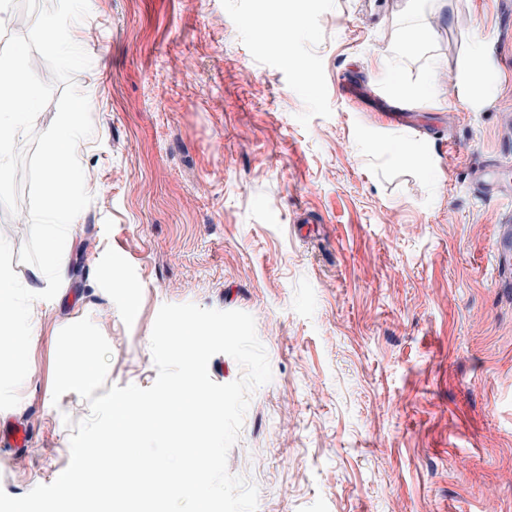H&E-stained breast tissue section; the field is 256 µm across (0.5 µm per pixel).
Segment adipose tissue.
Instances as JSON below:
<instances>
[{
    "instance_id": "1",
    "label": "adipose tissue",
    "mask_w": 512,
    "mask_h": 512,
    "mask_svg": "<svg viewBox=\"0 0 512 512\" xmlns=\"http://www.w3.org/2000/svg\"><path fill=\"white\" fill-rule=\"evenodd\" d=\"M87 98L76 97L68 112L62 113L47 144L44 159V194L47 201L40 218L41 225L50 226L46 241L49 265L38 275L42 288L66 284L68 281V251L73 244L69 229L79 223L81 199L74 194L76 183H90L92 177L78 162L86 142L81 116L87 111ZM32 302L20 301L12 269L0 261V325H6L11 345H18L33 335Z\"/></svg>"
}]
</instances>
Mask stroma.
I'll list each match as a JSON object with an SVG mask.
<instances>
[{"instance_id":"obj_1","label":"stroma","mask_w":512,"mask_h":512,"mask_svg":"<svg viewBox=\"0 0 512 512\" xmlns=\"http://www.w3.org/2000/svg\"><path fill=\"white\" fill-rule=\"evenodd\" d=\"M73 25L91 106L69 281L0 373V490L70 460L73 392L53 400L60 330L90 318L107 385L150 387L163 304L250 313L271 381L254 390L231 474L257 512H512V202L471 172L512 151V19L500 0H89ZM287 16L257 38L252 19ZM428 37L400 53L405 32ZM494 90L469 98L470 53ZM407 105L393 126L347 93ZM436 83V94L425 84ZM406 147L415 159L399 158ZM29 200L0 208L18 285Z\"/></svg>"}]
</instances>
